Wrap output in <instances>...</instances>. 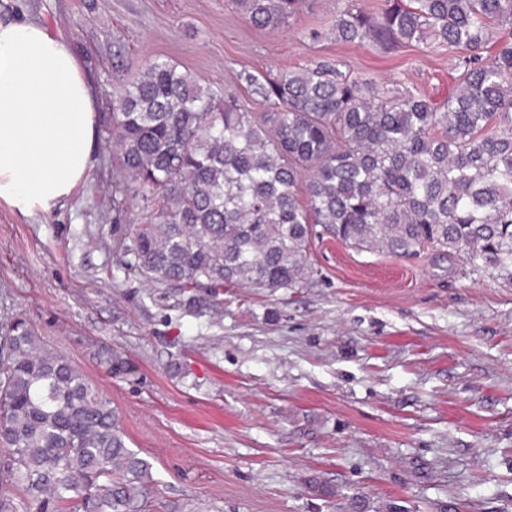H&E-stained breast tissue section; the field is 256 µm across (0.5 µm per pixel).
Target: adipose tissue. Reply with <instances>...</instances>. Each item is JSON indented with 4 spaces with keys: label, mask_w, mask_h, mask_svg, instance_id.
Segmentation results:
<instances>
[{
    "label": "adipose tissue",
    "mask_w": 512,
    "mask_h": 512,
    "mask_svg": "<svg viewBox=\"0 0 512 512\" xmlns=\"http://www.w3.org/2000/svg\"><path fill=\"white\" fill-rule=\"evenodd\" d=\"M95 90L67 39L0 16V202L48 214L94 166Z\"/></svg>",
    "instance_id": "ef3b65f1"
}]
</instances>
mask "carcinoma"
I'll return each mask as SVG.
<instances>
[{
	"mask_svg": "<svg viewBox=\"0 0 512 512\" xmlns=\"http://www.w3.org/2000/svg\"><path fill=\"white\" fill-rule=\"evenodd\" d=\"M348 4L334 34L458 51L440 102L321 59L268 77L261 116L162 60L112 91V205L139 209L119 259L155 284L296 288L313 237L403 258L460 257L512 284V0ZM302 0H237L276 28ZM108 373L130 374L112 349ZM152 464L112 402L24 323L0 338V512H144Z\"/></svg>",
	"mask_w": 512,
	"mask_h": 512,
	"instance_id": "cac0c4a2",
	"label": "carcinoma"
}]
</instances>
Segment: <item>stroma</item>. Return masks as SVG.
Wrapping results in <instances>:
<instances>
[{
    "mask_svg": "<svg viewBox=\"0 0 512 512\" xmlns=\"http://www.w3.org/2000/svg\"><path fill=\"white\" fill-rule=\"evenodd\" d=\"M345 0H304L258 28L235 0H12L69 40L96 112L161 58L268 111L250 77L320 58L379 88L448 96L447 50L336 41ZM318 29L319 40L308 37ZM55 211L0 202V336L15 319L111 399L153 466L149 512H512V285L464 262L405 260L316 237L298 288L156 285L118 261L136 214L114 221V149ZM129 360L115 378L102 346Z\"/></svg>",
    "mask_w": 512,
    "mask_h": 512,
    "instance_id": "35a3bbf8",
    "label": "stroma"
}]
</instances>
